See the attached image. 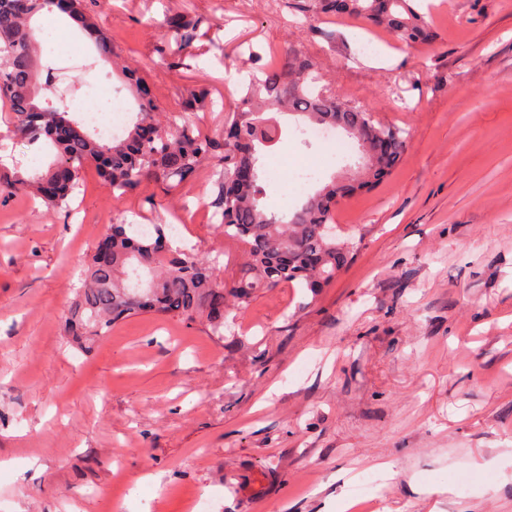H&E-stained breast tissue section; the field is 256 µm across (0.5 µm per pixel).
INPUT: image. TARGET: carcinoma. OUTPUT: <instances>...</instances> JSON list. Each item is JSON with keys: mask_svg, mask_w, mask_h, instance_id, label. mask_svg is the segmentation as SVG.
Wrapping results in <instances>:
<instances>
[{"mask_svg": "<svg viewBox=\"0 0 512 512\" xmlns=\"http://www.w3.org/2000/svg\"><path fill=\"white\" fill-rule=\"evenodd\" d=\"M281 7L306 20L333 15L362 21L389 31L403 46L430 35L429 6L423 0H281ZM43 11L67 18L93 41L103 62L118 65V53L96 29L86 0H0V100L14 112L15 135L34 149L45 143L56 149L44 173L0 170V200L25 195L49 210L68 211L90 163L114 192L134 193L151 180L167 195L196 180L211 164L214 180L207 206L224 237L241 244L246 255L238 276L226 282L214 274L217 259L172 248L168 225L154 224L150 234L142 235L114 224L86 265L69 335L90 348L116 325L154 315L186 323L202 320L210 334L221 337L228 299L247 304L261 289L293 283L315 293L348 264L354 242L336 235V199L376 186L397 167L404 129L381 123L366 107L337 110L336 97L318 87L314 61L290 54L279 67L247 72L237 87V104L224 114L217 135L184 117L186 112L212 111L210 89L186 90L181 110L166 112L155 104L147 79L123 69V82L135 92L139 112L127 135L106 141L70 111L67 97L37 100L41 70L32 20ZM163 25L167 34L159 52L172 66L184 64L183 51L199 37L202 20L176 12ZM283 114L343 131L357 142L363 159L308 196L290 216L265 208L259 184L260 157L281 135L278 116Z\"/></svg>", "mask_w": 512, "mask_h": 512, "instance_id": "carcinoma-1", "label": "carcinoma"}]
</instances>
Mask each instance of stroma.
<instances>
[{
  "label": "stroma",
  "instance_id": "35a3bbf8",
  "mask_svg": "<svg viewBox=\"0 0 512 512\" xmlns=\"http://www.w3.org/2000/svg\"><path fill=\"white\" fill-rule=\"evenodd\" d=\"M99 28L161 107L210 87L221 112L249 67L314 59L337 98L407 131L402 160L334 216L360 245L318 293L282 286L229 309L211 336L144 315L91 350L65 322L83 262L117 221L169 223L235 276L202 192L110 193L96 165L71 211L0 205V512H346L350 482H385L367 512H512V0H445L434 40L267 0H97ZM203 16L191 68L156 47L166 14ZM6 166L46 171L10 135ZM469 478L466 488L456 482Z\"/></svg>",
  "mask_w": 512,
  "mask_h": 512
}]
</instances>
